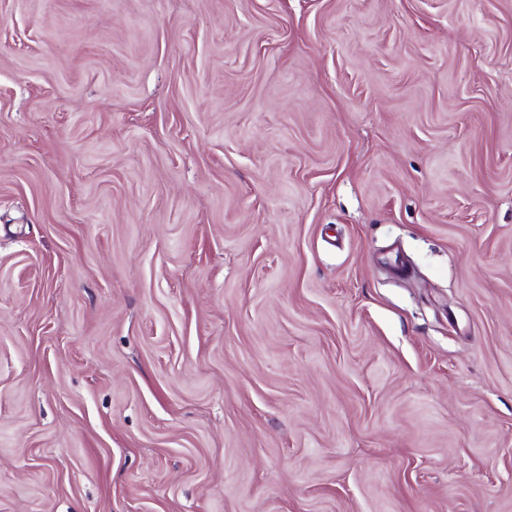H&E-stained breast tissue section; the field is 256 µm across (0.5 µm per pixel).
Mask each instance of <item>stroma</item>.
Returning <instances> with one entry per match:
<instances>
[{
	"label": "stroma",
	"mask_w": 512,
	"mask_h": 512,
	"mask_svg": "<svg viewBox=\"0 0 512 512\" xmlns=\"http://www.w3.org/2000/svg\"><path fill=\"white\" fill-rule=\"evenodd\" d=\"M0 512H512V0H0Z\"/></svg>",
	"instance_id": "obj_1"
}]
</instances>
